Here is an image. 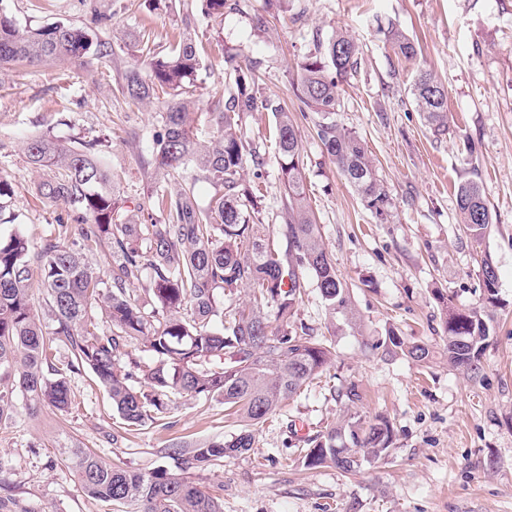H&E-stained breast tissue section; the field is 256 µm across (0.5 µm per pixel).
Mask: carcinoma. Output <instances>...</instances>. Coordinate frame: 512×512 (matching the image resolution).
Segmentation results:
<instances>
[{"instance_id": "1", "label": "carcinoma", "mask_w": 512, "mask_h": 512, "mask_svg": "<svg viewBox=\"0 0 512 512\" xmlns=\"http://www.w3.org/2000/svg\"><path fill=\"white\" fill-rule=\"evenodd\" d=\"M387 37L398 53L417 54L403 33L391 29ZM138 44L141 62L125 71L120 89L141 105L167 96L160 100L152 158L157 176L152 198L166 218L139 224L121 217L106 165L108 139L64 143L48 133L29 139L26 157L40 174L37 196L76 206L82 216L75 224L58 222L42 251L43 318L32 303L27 239L17 232L0 235V421L11 418L17 392L26 395L32 416L44 407L69 411L74 399L67 374L84 369L108 390L117 414L130 425L153 420L170 393L220 397L224 411L242 428L228 440L168 449L180 465L178 473L164 467L130 471L89 448H69L62 461L87 496L128 512H224V485L204 491L188 471L247 453L254 444L250 427L300 394L334 356L333 341L300 336L290 325L306 288L300 271L311 274L332 314L350 312V294L307 206L294 119L279 106L272 111L286 223L275 229L259 219L256 188L245 180L247 160L256 151L242 128L244 114L258 103V64L240 63L239 49L224 46L231 86L223 106L208 113L216 136L199 146L182 98L200 66L190 34L161 57L144 36ZM93 46V36L83 28L60 22L22 28L0 7V66L71 62ZM358 55L356 41L338 32L297 62L292 86L303 109L317 115V136L327 156L363 206L384 220L392 199L360 137L334 118L341 85L355 71ZM412 95L425 122L438 133L446 131L444 84L421 69ZM189 166L215 189L205 205L180 181ZM457 206L466 232L484 238L492 215L482 187L475 181L460 184ZM95 253L112 258L109 277L89 262ZM480 276L485 293L480 305L458 307L449 297L442 301L448 365L470 374L479 372L497 304V271L487 255ZM238 288L251 291L250 301L231 299ZM224 292L230 299L220 304L217 296ZM97 309L104 316L101 324L93 317ZM388 340L416 362L430 357L425 345L395 335ZM137 343L152 356L151 363L136 364L148 394L131 384L133 374L123 364L126 348ZM61 346L68 350L63 359L57 357ZM393 436L387 418L353 416L308 439L302 465L351 473L362 462L386 455Z\"/></svg>"}]
</instances>
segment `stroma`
Listing matches in <instances>:
<instances>
[{"label": "stroma", "mask_w": 512, "mask_h": 512, "mask_svg": "<svg viewBox=\"0 0 512 512\" xmlns=\"http://www.w3.org/2000/svg\"><path fill=\"white\" fill-rule=\"evenodd\" d=\"M237 10L204 15L200 0H0L19 25L72 24L95 33L107 56L80 63L0 67V173L14 195L13 222L0 233L25 235L32 271L58 217L68 206L37 197L29 165L30 136L51 131L62 140L109 135L108 163L123 211L148 224L161 220L151 192L152 137L161 103L145 107L118 92L139 54L128 38L149 36L158 55L191 32L201 67L191 109L196 137L215 134L207 119L224 95V48L259 62L261 96L270 108L245 114L257 163L247 181L262 195L266 224L285 221V195L275 156L273 107L295 119L311 214L336 272L346 284L353 320L329 316L308 288L293 318L309 335L332 338L336 356L301 395L254 426L246 454L192 470L202 486H224V512H512V0H238ZM394 25L417 40L420 54L398 56L384 31ZM356 39L360 62L343 86L335 115L365 143L393 200L387 221L366 210L317 136L314 113L301 109L288 82L297 60L336 31ZM432 71L448 91V129L437 135L418 112L411 85L418 69ZM474 180L493 218L482 240L458 221L459 184ZM491 255L500 305L477 377L449 367L443 353L439 294L457 306L481 302L480 261ZM427 345L417 363L387 352L388 332ZM74 406L29 416L25 397L0 422V486L15 512H112L89 498L61 460L72 443L108 461L149 472L174 469L170 448L230 438L238 426L221 399L172 394L164 414L123 426L108 391L89 371L68 377ZM355 387L358 400L334 397ZM383 415L394 428L388 454L353 474L298 461L308 436L339 425L351 413Z\"/></svg>", "instance_id": "stroma-1"}]
</instances>
